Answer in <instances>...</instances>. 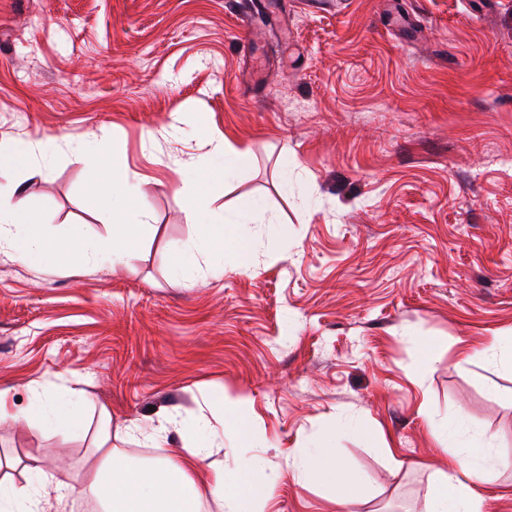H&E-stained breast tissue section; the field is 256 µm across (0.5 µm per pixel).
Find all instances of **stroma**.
Here are the masks:
<instances>
[{
    "label": "stroma",
    "instance_id": "obj_1",
    "mask_svg": "<svg viewBox=\"0 0 512 512\" xmlns=\"http://www.w3.org/2000/svg\"><path fill=\"white\" fill-rule=\"evenodd\" d=\"M180 112L202 132L175 134ZM226 135L251 156L211 194L272 221L244 227L248 272L174 277L199 233L193 171ZM0 140L31 144L53 233L111 222L75 144L148 180L129 268L0 254V390L21 413L69 387L96 403L1 421V454L95 471L103 407L110 447L139 461L140 430L180 413L172 458L223 391L259 444L225 430L209 462L263 456L267 512H422L446 466L434 418L492 439L487 512H512V369L486 353L512 336V0H0ZM330 428L358 482L343 504L296 480Z\"/></svg>",
    "mask_w": 512,
    "mask_h": 512
}]
</instances>
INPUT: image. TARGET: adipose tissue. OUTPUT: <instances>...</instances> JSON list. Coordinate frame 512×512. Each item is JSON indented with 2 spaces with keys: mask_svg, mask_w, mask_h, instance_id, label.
I'll return each instance as SVG.
<instances>
[{
  "mask_svg": "<svg viewBox=\"0 0 512 512\" xmlns=\"http://www.w3.org/2000/svg\"><path fill=\"white\" fill-rule=\"evenodd\" d=\"M208 155L209 163L200 173L201 187L191 195L185 209L193 224H200V216L211 210L204 184L231 177L235 163L246 152L225 137L212 142ZM88 178L91 188L112 204V230L107 238L47 240L28 206L24 187L18 184L10 193L0 194V252L22 263L35 262L50 252L64 264L85 265L108 257L113 266L128 265L145 224L146 213L140 203L142 181L101 162L90 163ZM263 221L264 212L258 209L245 216L200 224V236L212 248L201 254L189 252L188 268L203 262L209 271H216L215 254L221 251L236 256L238 269H250L254 249L242 227ZM110 422L109 412L101 411L96 447L103 455L101 467L77 478L80 495L98 501L103 512H200L201 492L205 489L221 501L225 512H264L278 473L258 456L230 472L208 466L211 442L202 436L211 427L208 419L194 420L176 459L148 466L133 464L117 449L108 447ZM441 451L448 459V467L438 470L423 512H486V500L479 487L487 483L499 464L487 439L476 435L462 447L446 441ZM297 468L303 483L320 484L343 497L355 487L349 470L328 448L302 450Z\"/></svg>",
  "mask_w": 512,
  "mask_h": 512,
  "instance_id": "adipose-tissue-1",
  "label": "adipose tissue"
}]
</instances>
